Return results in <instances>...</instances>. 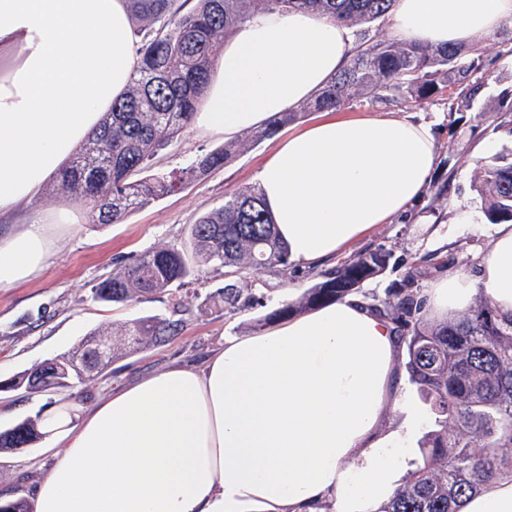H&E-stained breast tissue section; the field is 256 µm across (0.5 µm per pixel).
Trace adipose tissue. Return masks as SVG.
<instances>
[{
    "label": "adipose tissue",
    "instance_id": "1",
    "mask_svg": "<svg viewBox=\"0 0 512 512\" xmlns=\"http://www.w3.org/2000/svg\"><path fill=\"white\" fill-rule=\"evenodd\" d=\"M390 33L466 44L512 22V0H395ZM0 214L30 202L128 89L137 64L127 0H0ZM345 25L306 10L258 11L225 40L194 129L235 139L297 108L355 52ZM439 163L434 129L394 112L325 115L277 141L261 197L292 260L316 268L408 212ZM475 274L447 269L425 318L476 296L512 315V224L485 232ZM34 218L0 234V288L53 255ZM392 324L350 296L228 336L202 364L125 385L62 430L32 492L35 512H376L400 486L422 413L395 388ZM459 512H512V480Z\"/></svg>",
    "mask_w": 512,
    "mask_h": 512
}]
</instances>
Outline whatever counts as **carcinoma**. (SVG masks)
I'll return each instance as SVG.
<instances>
[{
  "label": "carcinoma",
  "instance_id": "obj_1",
  "mask_svg": "<svg viewBox=\"0 0 512 512\" xmlns=\"http://www.w3.org/2000/svg\"><path fill=\"white\" fill-rule=\"evenodd\" d=\"M138 32L137 77L112 103L99 128L54 178L53 190L88 210L91 224H119L165 195L182 190L222 168L238 148L256 144L306 112L334 111L370 99L386 104L426 101L445 96L448 112H467L488 81L472 45L419 47L390 41L369 25L388 16L394 0H128ZM304 9L337 19L355 30L356 50L347 67L316 97L293 112H280L263 129L241 135L237 143L197 156L185 169L167 177L136 179L150 161L171 146L201 107L204 92L221 54L224 38L252 13ZM497 126L512 130V90L502 91L481 108ZM481 209L491 224L512 223V156L497 155L474 170ZM392 253L366 249L319 279L296 302L273 310L267 324L304 309L352 294L367 280L385 273ZM281 242L255 187L234 192L224 205L206 212L190 226L185 250L160 244L135 264L100 282L93 297L127 304L154 295L168 298L171 316L147 315L131 320L112 340L109 357L82 374L74 363L90 340L107 332L89 331L68 355L46 360L13 378V389L35 392L73 390L93 382L121 349L147 350L179 333L189 311L183 287L206 268L237 277L288 267ZM428 271L413 266L375 309L395 325L405 345L400 363L410 383L425 395L435 413V429L423 442L422 461L405 484L376 512H458L459 503L488 481L512 476V317L477 300L442 322L422 315L419 282ZM215 304L235 311L253 299L239 282H228L212 296ZM49 435L45 420L25 419L0 431V453L25 448Z\"/></svg>",
  "mask_w": 512,
  "mask_h": 512
}]
</instances>
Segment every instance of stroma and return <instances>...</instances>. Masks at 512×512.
<instances>
[{"instance_id":"obj_1","label":"stroma","mask_w":512,"mask_h":512,"mask_svg":"<svg viewBox=\"0 0 512 512\" xmlns=\"http://www.w3.org/2000/svg\"><path fill=\"white\" fill-rule=\"evenodd\" d=\"M400 112L432 122L440 158L432 180L447 184L449 202L435 208L430 196H423L410 216L380 225L353 245L356 253L381 246L393 254L387 271L360 287L359 297L369 302L385 299L389 288L402 279L412 264L425 266L435 261L445 268L454 267L484 249L485 239L477 226L484 223L485 217L471 175L493 156L512 152V131L494 128L478 110L454 121L447 105L434 100L401 106ZM224 144L223 136L186 129L172 146L152 160L150 172L155 176L167 174ZM274 144V138L269 137L232 153L223 168L180 192L152 201L119 224L89 223L86 208L56 194L48 184L31 203L1 217V232L26 223L37 212L51 217L62 210L70 211L74 225L58 231L55 254L39 275L28 282L0 288V380L67 354L91 329L108 326L117 331L134 318L167 312L168 299L162 295L120 305L93 300L92 292L100 281L132 265L157 244L183 246L191 224L200 215L223 205L225 196L254 185L256 173ZM457 209L468 212V223L451 224ZM316 280V272L300 269L293 262L284 270L275 268L247 275L244 281L251 284L260 302L230 313L210 300L211 293L226 282L223 271L206 270L187 287L190 310L178 335L151 349L115 358L95 382L82 389L0 392V430L29 417H49L65 406L77 411L93 406L112 389L148 377L175 362L201 364L224 336L252 334L256 320L284 303L296 301ZM50 444V439L45 438L27 448L0 453V499L30 497L32 487L57 460Z\"/></svg>"}]
</instances>
